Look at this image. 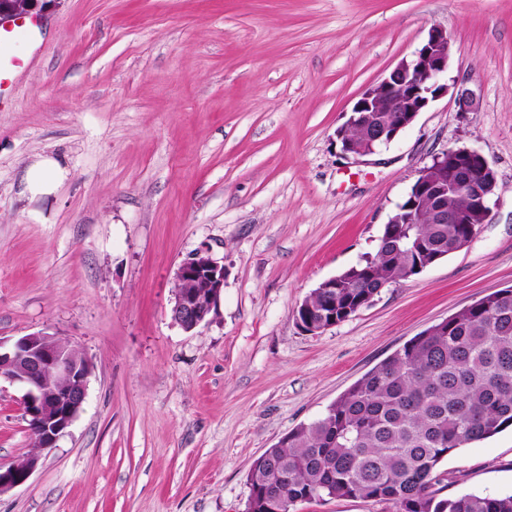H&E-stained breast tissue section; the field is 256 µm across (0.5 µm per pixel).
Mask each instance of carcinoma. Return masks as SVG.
<instances>
[{
  "mask_svg": "<svg viewBox=\"0 0 512 512\" xmlns=\"http://www.w3.org/2000/svg\"><path fill=\"white\" fill-rule=\"evenodd\" d=\"M467 224H387L375 254L315 288L301 308L341 320L418 265L450 255ZM512 427V289L431 325L361 376L324 416L268 449L248 475L246 512L356 498L391 512H512V496H438L448 453Z\"/></svg>",
  "mask_w": 512,
  "mask_h": 512,
  "instance_id": "1",
  "label": "carcinoma"
}]
</instances>
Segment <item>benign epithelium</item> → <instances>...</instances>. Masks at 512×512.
I'll return each instance as SVG.
<instances>
[{
  "label": "benign epithelium",
  "instance_id": "obj_1",
  "mask_svg": "<svg viewBox=\"0 0 512 512\" xmlns=\"http://www.w3.org/2000/svg\"><path fill=\"white\" fill-rule=\"evenodd\" d=\"M35 0H0V25L32 12ZM452 61V43L448 31L432 28L421 48L411 57L401 59L377 84L361 93L347 121L336 136L344 157L359 159L376 153L388 145L401 131L414 123L437 98L453 91L459 112H473L477 107L475 93L465 84L444 82ZM386 112V120L380 113ZM351 125H359L370 134L369 146H355L344 139ZM469 186L471 210L448 213V195L461 185ZM497 179L493 168L476 148H448L435 155L432 162L418 171L405 201L389 217L390 224H468L470 211L482 217L481 224L470 229L457 246L461 250L486 223L496 195ZM430 197L436 202L435 212L427 216L417 210V199ZM178 287L171 313L184 330L191 331L208 320L216 311L224 292V265L206 252H199L178 268ZM300 328L311 335L321 334L336 326L328 322L296 318ZM92 367L88 359L67 342L47 332L22 336L12 343L0 339V378L26 388L24 414L36 427L42 447L50 448L66 432L83 409ZM55 373L66 381L52 386L48 375ZM40 457L29 455L21 466L0 467V495L22 486L37 469Z\"/></svg>",
  "mask_w": 512,
  "mask_h": 512
}]
</instances>
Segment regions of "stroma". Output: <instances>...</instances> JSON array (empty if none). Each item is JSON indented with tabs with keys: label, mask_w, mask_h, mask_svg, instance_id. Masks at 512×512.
<instances>
[{
	"label": "stroma",
	"mask_w": 512,
	"mask_h": 512,
	"mask_svg": "<svg viewBox=\"0 0 512 512\" xmlns=\"http://www.w3.org/2000/svg\"><path fill=\"white\" fill-rule=\"evenodd\" d=\"M0 104V338L45 331L93 366L37 448L0 379V512H244L253 461L432 324L512 286V0H38ZM448 30L449 79L388 148L342 158L367 87ZM476 147L497 175L467 247L319 335L295 311L374 254L417 172ZM53 156V193L25 188ZM224 265L207 323L172 318L179 265ZM442 496L512 494V429L450 453ZM39 460L38 454H31L22 466L14 465L5 469L0 467V495L27 483L37 469Z\"/></svg>",
	"instance_id": "1"
}]
</instances>
